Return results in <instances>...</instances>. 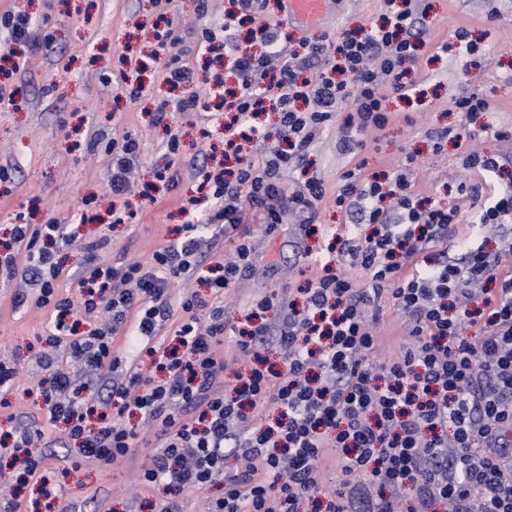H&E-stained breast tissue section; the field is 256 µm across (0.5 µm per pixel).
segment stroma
<instances>
[{
    "mask_svg": "<svg viewBox=\"0 0 512 512\" xmlns=\"http://www.w3.org/2000/svg\"><path fill=\"white\" fill-rule=\"evenodd\" d=\"M427 16L420 28L421 54L412 77L415 88L408 99L387 96L393 117L384 130L360 134L356 153L340 151L335 127L319 129L304 166L324 183L326 195L313 214L316 232L300 235L302 217L289 212L275 231H268L256 212H248L245 229L259 242V255L251 275L240 280L224 297L228 319L240 320L244 310L265 295L284 293L315 279L321 269L306 250L324 251L333 227L358 223L359 217L336 204L340 175L364 159V175L393 173L407 153L418 155L412 168L415 191L446 208L455 205L450 188L459 181L478 185L482 195L496 193L512 181V0H423ZM196 0H172L169 15L179 25L187 50V64L202 68L201 30L223 20L229 0H209L206 16L196 13ZM386 0H330L326 21L319 26H289L292 39L315 40L328 34L342 37L349 30L379 25ZM23 11L35 28L54 36L51 50L29 57L24 71L14 75L17 94L0 103V169L9 177L0 180V239L8 240L18 216L27 214L31 201L39 203V221L73 224L83 239L103 241L99 256L119 266L135 259L150 261L153 253L172 238L184 221L180 208L196 190L194 165L221 155L224 132L211 109L210 86L199 79V111L174 114L169 128L155 126L151 111L158 102L175 96L159 73L152 56V30L157 11L152 0H0V14ZM467 29L481 47L469 54L453 47L456 29ZM141 69L146 92L133 100L120 86L127 65ZM474 93L489 104L478 122L485 130L459 145L447 143L442 152L432 150V132L452 128L462 117L451 109L453 101ZM208 128L210 138L200 136ZM181 136L182 159L170 163L169 131ZM131 135L143 145L137 170V195L113 194L109 185L112 138ZM478 152L505 159L501 174L468 170L467 154ZM168 168L171 181L154 178ZM133 203L135 215L125 224L112 225L107 212ZM88 223H81V216ZM17 279L0 272V361L17 364L16 384L8 396L9 408H0V430L7 413L24 416L41 430L38 450L46 452L45 475L61 492L50 512H157L168 498L163 487H144L138 477L150 453L157 451V428L139 423L137 446L111 463L85 460L72 449L62 425H50L32 393L44 352L65 358V344L48 346L51 311L34 301L16 304ZM381 309L379 344L371 356L380 365L396 358L406 326L405 317L391 302L389 291L377 301Z\"/></svg>",
    "mask_w": 512,
    "mask_h": 512,
    "instance_id": "35a3bbf8",
    "label": "stroma"
}]
</instances>
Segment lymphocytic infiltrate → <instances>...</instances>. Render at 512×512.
<instances>
[{
	"label": "lymphocytic infiltrate",
	"instance_id": "f902f5d3",
	"mask_svg": "<svg viewBox=\"0 0 512 512\" xmlns=\"http://www.w3.org/2000/svg\"><path fill=\"white\" fill-rule=\"evenodd\" d=\"M154 5L163 24L154 57L166 83L182 91L174 106L156 107L154 122L163 125L172 112L197 111L200 98L193 90L197 74L182 62V39L167 23L168 0ZM419 14L394 8L381 26L335 40L304 39L294 51L279 22L259 28L256 52L240 47L232 14L204 28L201 50L223 51L225 71L237 79L228 90L222 73L212 77L223 90L225 150L236 154L264 142L270 154L259 168H200L201 196L184 208L180 237L157 250L151 264L116 267L98 259L100 243H88L77 281L80 304L55 291L63 269L53 247L71 240L66 225H13L10 245L26 254L25 274L39 288L35 303L54 315L49 343L67 342L82 375L110 385L107 399L80 398L74 377L56 359L41 357L37 384L49 423L65 424L82 457L105 462L134 447L129 417L156 424L162 445L139 481L170 494L161 512H179L174 497L183 489L216 483L224 494L209 500L207 512H297L301 500L319 497L322 512H396L402 496L414 500L415 512H512V273L500 274L499 254L485 249L492 230L512 250V227L500 222L512 212V185L477 202L473 186L458 184L456 195L470 202L465 216L457 206L424 207L405 175L385 183L350 169L336 201L354 205L364 222L334 235L326 253L316 255L322 273L307 281L302 301L272 293L231 324L223 306L193 295L175 307L166 296L169 279L197 270L213 225L230 236L250 210L271 225L282 223L285 211L314 210L325 195L321 179L288 191L284 172L303 162L319 128L337 126L345 144L353 133L388 124L387 93L405 98L413 89L405 66L421 46ZM0 27L14 43L8 51L14 70L24 68L27 50L52 46L34 39L26 14L0 15ZM325 59L336 68L322 67ZM108 151L112 191L127 193L142 147L125 136L111 140ZM461 222L468 234L452 260L442 245ZM367 223L372 232L364 231ZM255 257L251 239L239 237L232 259L208 267L206 284L226 294L250 274ZM346 265L365 270L369 287H357L343 273ZM388 282L393 306L410 319L411 343L376 367L367 360L378 321L370 310ZM75 313L108 319L80 336L67 322ZM170 320L169 344L145 349L150 369L127 364L116 351L124 324L148 339ZM228 333L245 365L219 391L228 364L217 348ZM271 336L283 350L279 367L260 351ZM267 404L274 417L255 426L254 410ZM92 415L98 427H90ZM10 436L0 456L24 455L10 472L14 488L35 483L42 497H57L43 480L44 456L31 451L41 431L15 427ZM330 451L344 481L327 495L321 473Z\"/></svg>",
	"mask_w": 512,
	"mask_h": 512
}]
</instances>
